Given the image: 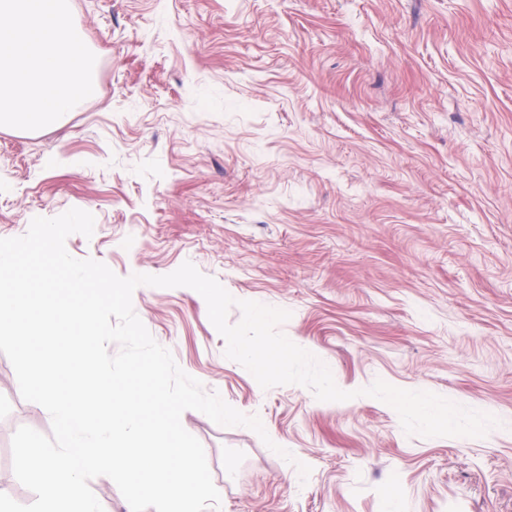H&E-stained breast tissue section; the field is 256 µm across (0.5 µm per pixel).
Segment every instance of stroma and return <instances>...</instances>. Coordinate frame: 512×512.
Returning a JSON list of instances; mask_svg holds the SVG:
<instances>
[{
	"mask_svg": "<svg viewBox=\"0 0 512 512\" xmlns=\"http://www.w3.org/2000/svg\"><path fill=\"white\" fill-rule=\"evenodd\" d=\"M96 92L63 126L0 130V238L72 208L78 259L192 262L280 330L343 402L262 389L187 287L135 289L152 337L266 437L185 411L218 512H512V0H70ZM0 492L17 428L52 431L0 354ZM383 380L495 416L406 435ZM281 443L311 468L300 479Z\"/></svg>",
	"mask_w": 512,
	"mask_h": 512,
	"instance_id": "1",
	"label": "stroma"
}]
</instances>
